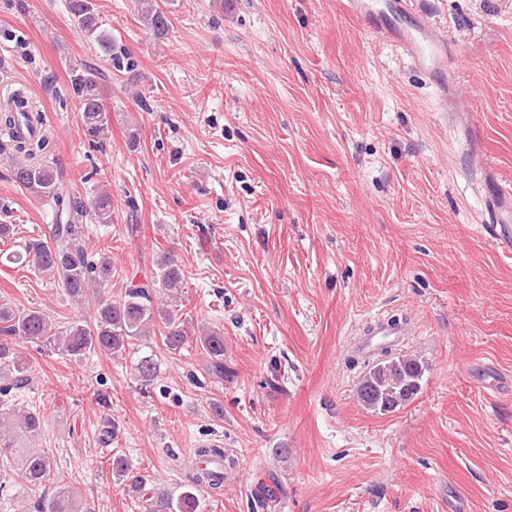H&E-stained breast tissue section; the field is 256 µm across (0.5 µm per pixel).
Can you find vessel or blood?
I'll return each instance as SVG.
<instances>
[{"label": "vessel or blood", "mask_w": 512, "mask_h": 512, "mask_svg": "<svg viewBox=\"0 0 512 512\" xmlns=\"http://www.w3.org/2000/svg\"><path fill=\"white\" fill-rule=\"evenodd\" d=\"M352 14L364 18L381 41L398 50L439 89L448 87V59L454 50L442 32L428 21L424 0H348ZM484 232L497 248L512 254V191L503 189L490 196Z\"/></svg>", "instance_id": "b4317fda"}]
</instances>
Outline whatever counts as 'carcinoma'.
Masks as SVG:
<instances>
[{
    "instance_id": "obj_1",
    "label": "carcinoma",
    "mask_w": 512,
    "mask_h": 512,
    "mask_svg": "<svg viewBox=\"0 0 512 512\" xmlns=\"http://www.w3.org/2000/svg\"><path fill=\"white\" fill-rule=\"evenodd\" d=\"M142 16L157 35L169 28L165 12L155 0H140ZM71 21L97 45L102 61L115 70L132 69L127 56L116 51L111 35L99 24L93 0H68ZM104 72L98 65L81 63L71 68L70 94L81 110L85 136L95 143L108 131L107 116L100 87ZM29 121L26 112H18L9 104H0V137L12 148L15 181L33 197L49 206L53 224L48 238L26 242L7 254L9 262L23 269L37 271L53 279L73 299L93 306V315L76 318L55 330L50 316L41 310H19L0 303V416L14 417L21 432L35 439L41 433L40 414L17 409V398L31 381L32 368L16 350L17 341L30 342L75 359L90 352L119 354L148 336L160 335L170 352H179L188 343L185 330L175 309H159L153 305L152 291H168L181 287L184 274L171 253L156 258V272L145 284L130 286L123 297L105 298L89 289L112 277V261L106 256L91 260L85 246L87 225L84 218L92 215L99 224L112 223V195L99 192L90 203L67 190L61 183L53 163L45 159L46 138L42 134L27 139L13 135L16 126ZM212 364L211 374L224 378V335L207 330L196 337ZM138 377L149 383L157 374L155 355H144L136 364ZM423 365L416 359L389 357L373 365L363 376L358 396L364 406L381 414L394 411L420 391ZM22 454L21 478L38 494L36 512H92L77 501L68 486L51 482L55 469L53 457L34 448H18L14 438L0 433V458ZM112 472L124 482L127 492L136 497L143 512H200L201 495L207 488L215 493L223 490L224 472L212 468L194 474L192 484L177 499L152 501L146 497V478L134 471L122 456H112Z\"/></svg>"
}]
</instances>
